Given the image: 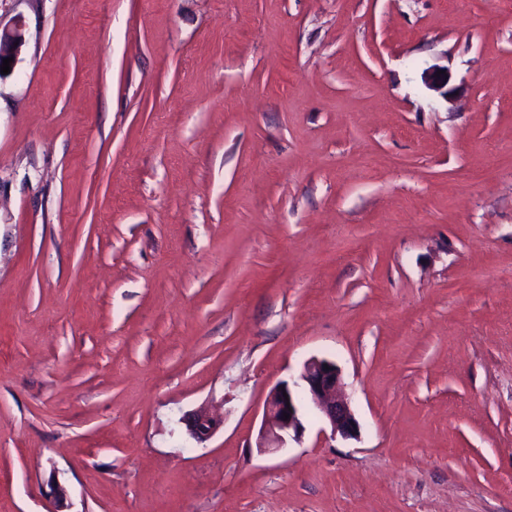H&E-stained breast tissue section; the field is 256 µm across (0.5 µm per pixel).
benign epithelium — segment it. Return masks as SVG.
<instances>
[{"label":"benign epithelium","mask_w":512,"mask_h":512,"mask_svg":"<svg viewBox=\"0 0 512 512\" xmlns=\"http://www.w3.org/2000/svg\"><path fill=\"white\" fill-rule=\"evenodd\" d=\"M24 43L21 22L0 29V64L11 57L13 61L10 65H15ZM421 78L429 90L440 92L444 97L449 95V91L445 90L448 86L447 68L432 65L423 70ZM307 402L312 403L319 415L329 423L332 434L346 439L358 437L360 426L343 392L340 369L328 359L311 357L303 364L300 381L280 383L266 396L257 441L259 451H277L286 447L288 440L299 439L303 432L302 415ZM181 423L191 439L203 443L217 432L224 420L199 409L184 414Z\"/></svg>","instance_id":"7a95c632"}]
</instances>
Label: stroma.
<instances>
[{"label":"stroma","instance_id":"35a3bbf8","mask_svg":"<svg viewBox=\"0 0 512 512\" xmlns=\"http://www.w3.org/2000/svg\"><path fill=\"white\" fill-rule=\"evenodd\" d=\"M18 18L0 512L54 484L68 512H512V0H0ZM313 356L358 438L308 409L259 452ZM438 71H441V74H438ZM421 78L429 90L440 92L448 100L450 94L448 91V68L436 64L432 65L423 70ZM445 87H447V90L443 91ZM299 379L300 382L292 385L277 384L266 396L257 441L260 452L277 451L286 448L290 438L299 439L303 432L301 417L306 401L311 402L329 423L332 435L339 434L346 439L358 437L360 426L343 392L341 371L334 362L311 357L304 362ZM284 413L289 415L288 419ZM187 435L197 443L209 440L223 425L224 420L199 409L186 413L181 418Z\"/></svg>","mask_w":512,"mask_h":512}]
</instances>
